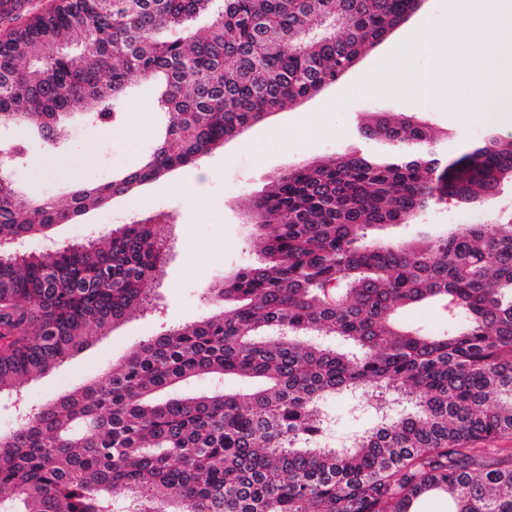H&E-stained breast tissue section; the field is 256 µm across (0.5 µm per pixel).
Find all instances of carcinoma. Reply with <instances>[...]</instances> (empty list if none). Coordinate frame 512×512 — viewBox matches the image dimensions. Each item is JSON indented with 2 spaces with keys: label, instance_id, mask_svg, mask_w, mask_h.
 Instances as JSON below:
<instances>
[{
  "label": "carcinoma",
  "instance_id": "obj_1",
  "mask_svg": "<svg viewBox=\"0 0 512 512\" xmlns=\"http://www.w3.org/2000/svg\"><path fill=\"white\" fill-rule=\"evenodd\" d=\"M418 9V0H59L0 40V127L55 146L65 117L112 125L130 77L162 84L169 122L143 165L69 203L0 181V240L44 235L166 171L199 163L267 115L321 93ZM210 24L200 33L195 22ZM327 29L318 39L310 30ZM80 37V52L72 45ZM377 149L311 161L253 200L270 229L257 260L208 289L214 311L168 326L91 383L0 434V512H512V222L410 241L435 203L469 205L512 178V137L472 149L413 116L358 128ZM11 169L28 141L0 143ZM165 225L125 224L81 245L0 252V400L44 377L136 310L166 265ZM430 306L442 329L405 322ZM260 384L192 398L194 377ZM395 391L411 414L326 441L320 402ZM122 488L126 500L115 503Z\"/></svg>",
  "mask_w": 512,
  "mask_h": 512
}]
</instances>
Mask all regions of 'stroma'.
<instances>
[{"label": "stroma", "instance_id": "stroma-1", "mask_svg": "<svg viewBox=\"0 0 512 512\" xmlns=\"http://www.w3.org/2000/svg\"><path fill=\"white\" fill-rule=\"evenodd\" d=\"M450 0H425L408 21L383 42L368 50L337 83L300 105L280 110L246 133L253 147L239 140L227 141L199 166L169 172L130 196L116 198L87 213L79 223L56 227L59 244L87 241L135 220L167 218L172 250L163 274L152 285L153 306L74 355L51 374L29 382L26 405L55 398L93 380L105 379L144 340L162 327L193 322L212 311L208 288L254 260L257 256L254 226L244 220L251 200L280 173L295 165L326 159L356 147L355 131L371 112L415 115L434 130L447 134L449 149L479 144L488 131L507 135L489 114L499 103V69L495 64L466 63L451 85L447 101L424 100L419 77L433 68L435 56L410 36L421 26L441 27L448 17ZM402 53L395 65L387 59L394 48ZM484 69L482 94L473 90V74ZM156 86L140 77L129 82L121 121L101 128L74 121L65 141L56 147L30 142L32 161L14 174L22 187L45 196L63 198L76 182H106L114 174L135 169L153 148L168 116L157 106ZM299 127L298 137H285L281 128ZM206 175V197L189 204L184 189L198 173ZM512 213V180H503L497 192L474 205L441 204L425 211L420 221L438 229L462 224H494ZM405 402L390 399L380 409L372 390L345 391L329 399L327 437L343 444L356 434L380 424L383 415L397 416Z\"/></svg>", "mask_w": 512, "mask_h": 512}]
</instances>
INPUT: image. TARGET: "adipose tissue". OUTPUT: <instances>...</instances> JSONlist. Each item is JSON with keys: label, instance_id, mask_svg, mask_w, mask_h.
<instances>
[{"label": "adipose tissue", "instance_id": "adipose-tissue-1", "mask_svg": "<svg viewBox=\"0 0 512 512\" xmlns=\"http://www.w3.org/2000/svg\"><path fill=\"white\" fill-rule=\"evenodd\" d=\"M435 51L438 64L421 76L427 100L442 98L463 60L490 57L506 67L504 86L512 97V0H456L447 22L439 29H424L416 35Z\"/></svg>", "mask_w": 512, "mask_h": 512}]
</instances>
